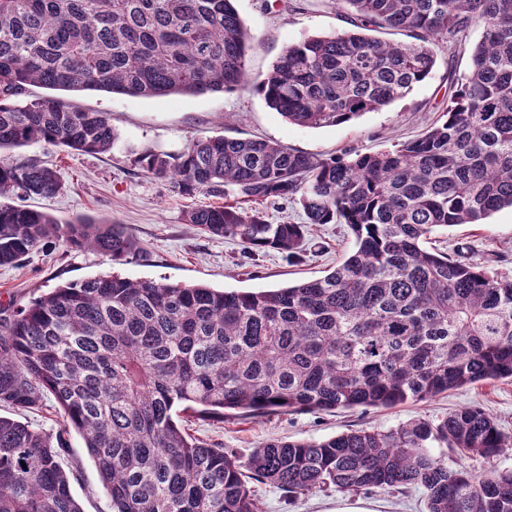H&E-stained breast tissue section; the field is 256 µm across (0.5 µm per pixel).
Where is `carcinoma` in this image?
<instances>
[{"label": "carcinoma", "mask_w": 512, "mask_h": 512, "mask_svg": "<svg viewBox=\"0 0 512 512\" xmlns=\"http://www.w3.org/2000/svg\"><path fill=\"white\" fill-rule=\"evenodd\" d=\"M352 29L286 46L259 82L268 106L311 128L347 123L428 79L431 45L483 28L444 119L377 153L318 158L272 140H190L135 163L186 196L222 204L185 220L249 253L307 251V225L345 224L353 250L323 277L226 291L130 279L68 282L0 318V406L56 402L52 435L0 416V512H82L62 467L82 434L111 512H257L250 482L290 497L420 487L427 512H512V470L477 474L431 453L487 457L506 447L480 407L435 423L271 441L246 460L189 436L181 416L392 407L512 379V278L428 246L438 228L512 207V0H336ZM413 33L391 44L382 28ZM250 34L234 0H0V151L36 142L99 154L119 142L107 112L26 87L140 98L235 90ZM56 169L0 163V198H52ZM298 205L277 224L262 206ZM121 261L125 225L0 202V266L52 241Z\"/></svg>", "instance_id": "obj_1"}]
</instances>
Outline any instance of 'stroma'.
<instances>
[{"mask_svg":"<svg viewBox=\"0 0 512 512\" xmlns=\"http://www.w3.org/2000/svg\"><path fill=\"white\" fill-rule=\"evenodd\" d=\"M235 7L251 37L249 79L236 90L153 99L102 91L66 92L63 100L75 107L111 114L120 136L117 147L97 155L44 142L5 150L8 162L35 159L60 175L63 188L57 196L28 198V206L63 224L80 217L124 224L138 250L115 262L94 250L50 244L19 264L0 266V309L13 311L59 285L112 272L131 279L250 291L324 276L354 246L346 225L311 226L312 250L299 258L275 250L249 254L238 240L211 238L187 224L185 211L210 204V197L181 195L169 182L135 165V153L151 149L175 154L190 139L214 135L270 139L321 158L390 149L415 138L446 112L448 76L467 70L469 50L482 33L480 27H473L454 49L444 43L434 45L437 62L432 76L406 98L341 125L309 128L288 123L269 108L257 85L286 45L347 30L336 0H235ZM431 245L512 276V209H502L481 224L438 229ZM469 407L486 410L503 435L512 438L510 380L467 386L391 408L255 414L224 421L192 418L185 427L208 446L244 459L254 448L277 438L311 441L349 430H389L415 420L435 422L448 412ZM68 443L62 463L75 474L72 493L83 512H110V498L81 434L71 432ZM253 490L259 512H426L425 493L414 487L357 493L330 487L294 500L269 483L254 484Z\"/></svg>","mask_w":512,"mask_h":512,"instance_id":"obj_1","label":"stroma"}]
</instances>
